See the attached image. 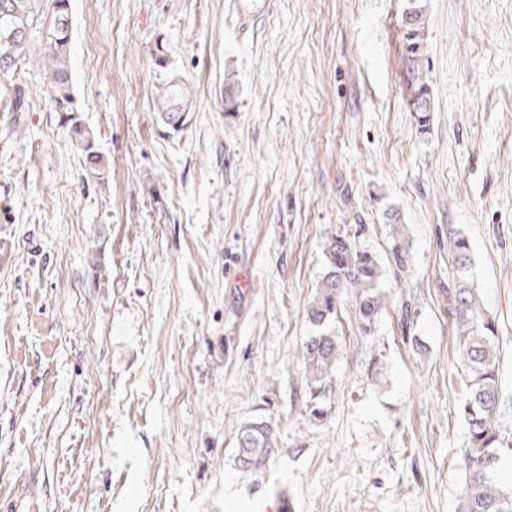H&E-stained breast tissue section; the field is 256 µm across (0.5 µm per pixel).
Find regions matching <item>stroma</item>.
<instances>
[{
	"label": "stroma",
	"mask_w": 512,
	"mask_h": 512,
	"mask_svg": "<svg viewBox=\"0 0 512 512\" xmlns=\"http://www.w3.org/2000/svg\"><path fill=\"white\" fill-rule=\"evenodd\" d=\"M405 7L261 0L243 30L233 0H70L102 181L44 99L47 28L33 30L27 111L0 86V512H276L283 490L295 512H456L454 230L497 325L512 441V0H428L425 133ZM172 75L192 100L176 131L156 105ZM392 209L412 259L384 287L411 300L428 350L390 309L357 338L343 306L331 408L313 421L296 353L323 241L344 230L386 261ZM253 420L279 448L257 476L233 460Z\"/></svg>",
	"instance_id": "1"
}]
</instances>
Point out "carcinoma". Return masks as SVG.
I'll use <instances>...</instances> for the list:
<instances>
[{
    "instance_id": "1",
    "label": "carcinoma",
    "mask_w": 512,
    "mask_h": 512,
    "mask_svg": "<svg viewBox=\"0 0 512 512\" xmlns=\"http://www.w3.org/2000/svg\"><path fill=\"white\" fill-rule=\"evenodd\" d=\"M37 0H5L0 8V77L9 81L21 70L27 59L29 34L37 26ZM402 19L403 60L405 66L407 102L421 103L415 113L417 126L429 129L432 102L426 77L425 27L426 0H408ZM71 18L70 0H53L48 46L44 52L48 76L45 91L54 111L62 113L71 123L79 150L86 159L89 177L99 181L107 173L105 158L96 151L95 135L72 116L75 111L72 69L70 65ZM180 91L161 92V109L173 112L186 101L188 90L177 82ZM393 238L388 268L397 277L410 266V246L405 239L404 225L398 213L387 217ZM449 254L458 273L453 288L448 290V319L454 330L455 344L460 355L462 380L459 411L468 432V447L461 451L457 467L462 474L460 512H512V488L499 481L505 463L497 423V409L503 397L499 384L497 328L487 313L480 294L470 279L471 247L467 236L457 233L449 237ZM323 251L326 272L305 306V315L315 331L298 347L307 382V397L303 401L305 414L322 421L328 414L327 400L332 393V377L341 349L339 332L330 327L347 300L353 301L356 333L360 337L375 333L380 314L390 297L382 288L384 268L371 253L358 248L355 238L336 231L325 237ZM398 323L403 339L412 349L425 352L419 336L413 333L415 314L409 300L397 302ZM235 457L241 469L257 474L264 470L278 453L272 429L262 421H250L237 429Z\"/></svg>"
}]
</instances>
